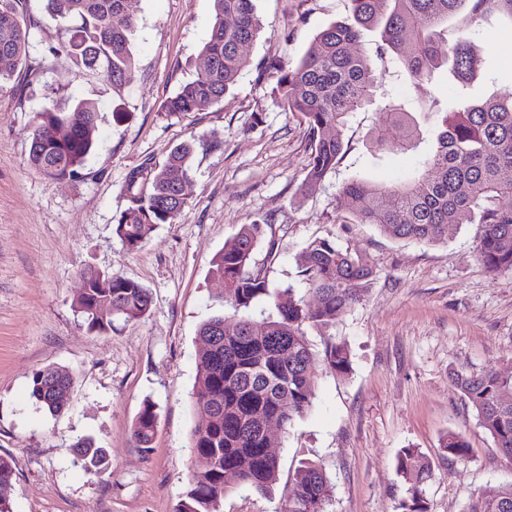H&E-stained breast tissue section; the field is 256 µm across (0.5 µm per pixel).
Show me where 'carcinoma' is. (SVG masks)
Instances as JSON below:
<instances>
[{
	"mask_svg": "<svg viewBox=\"0 0 512 512\" xmlns=\"http://www.w3.org/2000/svg\"><path fill=\"white\" fill-rule=\"evenodd\" d=\"M25 0H0V88L21 67L31 76L41 64L29 60L31 19ZM51 17L63 23L65 39L53 49L62 65L86 70L115 87L135 79L131 50L137 18L127 0H44ZM258 0H213L209 39L200 51L193 80L180 85L162 110L168 116L199 112L220 103L249 65L242 46L255 41L261 25ZM352 19L332 23L315 35L294 65L270 59L259 78L272 83L271 95L282 109L297 114L305 126L311 153L299 193L315 191L336 170L345 153L344 128L349 116L384 103L382 121L369 131L379 150L417 148L423 133L430 145L415 175L400 183L351 179L340 197L356 224H371L399 242L433 244L448 241L461 224L480 225L475 250L490 273L512 271V98L475 100L467 89L480 63L468 32L500 18L512 21V0H352ZM376 34L371 55L354 53L364 32ZM414 85L447 79L454 93L429 95L416 114L386 100L381 79L386 64ZM97 108L79 101L67 109L45 108L29 128L30 166L52 182L80 174L95 149ZM401 129L389 143V128ZM196 143L170 152L166 163L148 162L132 170L122 187L126 199L115 219V234L129 250L142 247L160 224L175 223L186 204L182 192L191 176ZM265 222L240 225L224 250L215 255L211 274L224 288V304L235 319L216 315L198 330L193 405L205 423L191 433V448L200 465L188 472L187 487L176 512H220L233 485L266 494L279 475V460L267 452L261 425L275 419L288 429L313 405L314 370L321 363L337 376L352 371L347 345L330 329L358 303L373 277L366 253L334 239L316 237L297 256L298 276L309 296L280 289L270 279L276 243L268 242L265 262L255 253L263 242ZM86 288L77 309L91 332L112 330L117 322L144 319L153 305L149 289L108 271H82ZM265 302L270 312L254 315ZM325 336L322 352L311 348L308 330ZM451 383L475 412L478 425L500 452L512 458V382L497 370L457 372ZM30 396L45 411L58 415L68 406L72 377L56 366L36 370ZM157 427L155 404L147 401L134 420L132 435L144 452L152 449ZM448 456L468 457V441L449 432L441 440ZM70 452L89 475L112 467L107 449L81 437ZM396 474L407 484L397 512H428L423 486L431 476L429 460L413 448L396 457ZM14 476L12 460L0 455V512H9L5 492ZM332 483L321 464L307 460L295 471L294 485L282 512H329ZM465 512H512V483L470 500Z\"/></svg>",
	"mask_w": 512,
	"mask_h": 512,
	"instance_id": "carcinoma-1",
	"label": "carcinoma"
}]
</instances>
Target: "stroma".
Returning a JSON list of instances; mask_svg holds the SVG:
<instances>
[{
    "label": "stroma",
    "instance_id": "35a3bbf8",
    "mask_svg": "<svg viewBox=\"0 0 512 512\" xmlns=\"http://www.w3.org/2000/svg\"><path fill=\"white\" fill-rule=\"evenodd\" d=\"M27 8L36 20L29 56L43 70L35 80L16 73L0 88V454L13 460L11 512H175L196 463L190 439L201 419L191 405L197 330L225 311L211 262L239 225L261 218L278 244L274 284L305 293L296 257L315 237L365 252L374 276L333 330L350 349L351 374L316 369L312 408L288 431L274 433L280 475L273 494L231 489L221 512H279L304 459L330 475L331 512H396L406 495L395 471L404 448L431 462L428 512H464L471 498L512 481V460L479 427L449 378L512 372V272L490 274L476 259L475 224L436 245L341 224L348 214L342 183L404 181L420 160L416 151L369 148L366 134L378 109L351 115L335 173L298 197L310 153L305 128L257 78L261 60L297 62L320 30L351 19V0H259L262 31L246 47L250 64L223 102L172 117L162 105L196 75L213 0H130L138 22L136 76L121 88L57 63L59 23L43 0H28ZM470 41L485 59L472 96L512 97V24L481 28ZM80 99L98 106L95 150L78 177L47 181L27 161L30 121L44 107ZM117 112L123 122L114 120ZM255 112L263 115L256 126ZM202 137L224 145L198 144L176 223L159 225L139 250L128 251L114 233L128 173L147 159L164 164L173 147ZM87 267L148 288L150 313L104 334L89 332L75 310ZM48 365L73 378L69 406L56 416L37 409L28 391L32 373ZM147 401L158 420L146 453L133 440L132 424ZM450 431L469 442L466 459L442 452ZM84 435L110 453L106 473L90 476L74 463L70 445Z\"/></svg>",
    "mask_w": 512,
    "mask_h": 512
}]
</instances>
